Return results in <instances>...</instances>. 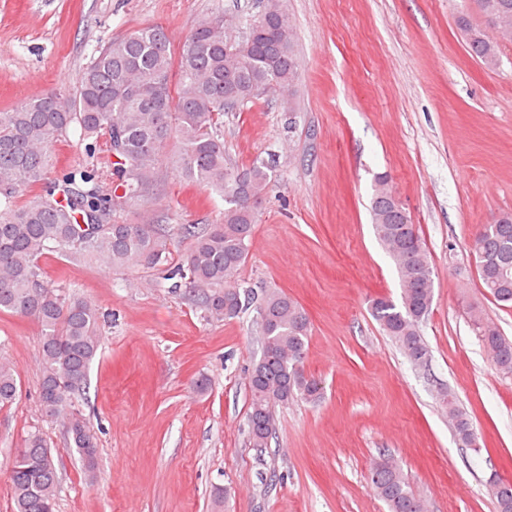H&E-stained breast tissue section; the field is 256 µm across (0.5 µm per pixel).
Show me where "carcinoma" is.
I'll use <instances>...</instances> for the list:
<instances>
[{
    "label": "carcinoma",
    "mask_w": 512,
    "mask_h": 512,
    "mask_svg": "<svg viewBox=\"0 0 512 512\" xmlns=\"http://www.w3.org/2000/svg\"><path fill=\"white\" fill-rule=\"evenodd\" d=\"M484 18L512 26V0H481ZM223 13L202 19L182 44L171 49L167 32L143 26L97 48L73 91L28 97L0 110V312L31 318L41 328L42 375L39 402L44 414L64 423L68 448L92 478L96 438L88 422L70 410L101 347L96 304L46 280L40 264L51 252L70 262H96L132 271L169 262L174 236L189 241L182 262L164 270L169 288L189 289L208 319H233L256 305L260 356L249 372V443L266 448L276 434L275 408L315 402L321 383L304 371L311 336L301 305L276 289L256 297L235 283L252 245L257 213L244 199L267 196L270 167L256 158L233 166L224 149V113L260 100L292 108L298 79L295 35L282 0H262L244 25V39L231 40ZM473 55L485 59L489 33L458 20ZM79 129L85 152L94 157L105 138L112 157V188L101 189L103 173L93 164L71 166L51 179V146ZM220 197L224 210L215 224H125L117 214L155 200L160 168ZM28 193L24 203L14 198ZM371 221L380 245L392 258L401 287L400 304L380 298L372 315L407 360L418 365L428 352L421 323L433 304L432 267L406 211L395 208L387 183L379 181ZM483 288L497 302H512V215L484 225L474 245ZM471 321L487 359L499 374L512 376V338L477 311ZM18 397V373L0 362V407ZM440 403L454 436L466 448L478 435L456 397L444 391ZM13 512H56L59 483L52 449L44 437L28 434L9 466ZM370 482L388 512H427L398 461L381 455ZM497 512H512V483L493 484Z\"/></svg>",
    "instance_id": "obj_1"
}]
</instances>
